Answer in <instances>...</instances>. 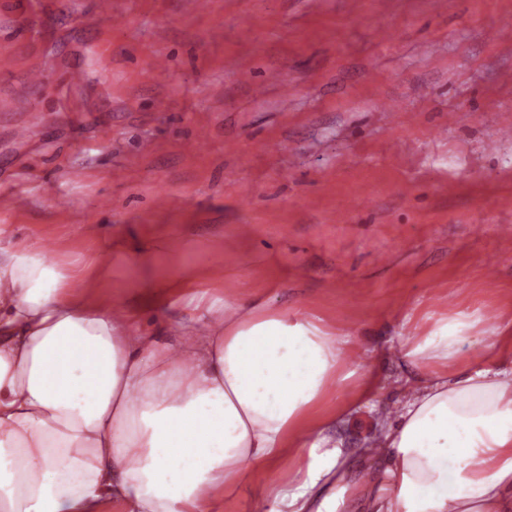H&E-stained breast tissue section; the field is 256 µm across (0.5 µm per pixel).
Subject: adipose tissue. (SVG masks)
<instances>
[{"mask_svg":"<svg viewBox=\"0 0 512 512\" xmlns=\"http://www.w3.org/2000/svg\"><path fill=\"white\" fill-rule=\"evenodd\" d=\"M130 290L189 277L183 246L124 244ZM98 260L0 247V512H215L254 468L288 512L341 443L320 414L344 381L348 335L321 318L227 294L188 307L158 342L135 306L89 299ZM479 318L432 319L405 343L416 376L382 434L388 512H512V368L465 365ZM330 451H323V444ZM308 455L288 476L278 463Z\"/></svg>","mask_w":512,"mask_h":512,"instance_id":"obj_1","label":"adipose tissue"}]
</instances>
